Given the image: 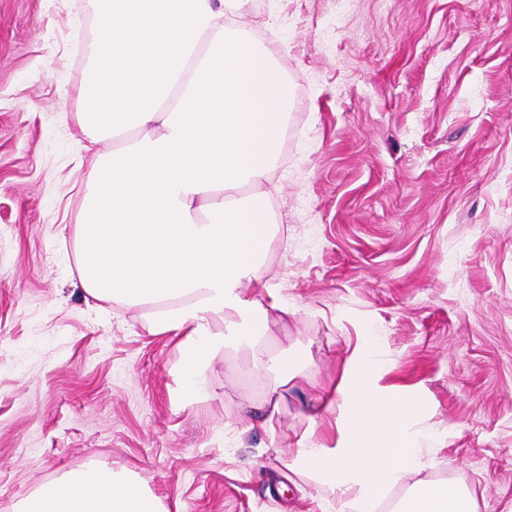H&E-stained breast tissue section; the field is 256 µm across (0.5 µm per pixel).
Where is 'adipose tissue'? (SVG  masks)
I'll use <instances>...</instances> for the list:
<instances>
[{
  "instance_id": "adipose-tissue-1",
  "label": "adipose tissue",
  "mask_w": 512,
  "mask_h": 512,
  "mask_svg": "<svg viewBox=\"0 0 512 512\" xmlns=\"http://www.w3.org/2000/svg\"><path fill=\"white\" fill-rule=\"evenodd\" d=\"M97 32L77 87V121L90 133L92 193L82 213L80 280L92 298L153 304L151 329L185 332L184 391H204L226 338L254 343L292 310L247 297L242 283L274 237L267 206L242 200L264 184L285 132L293 89L278 66L224 24L222 0H90ZM204 54H197L199 38ZM135 130L102 153L97 133ZM304 353L255 358L277 372L263 426L279 411V387ZM370 343L331 401L343 444L301 448L300 465L333 487L341 512H478L468 487L422 479L433 435L413 393L380 387ZM18 512H166L127 471L90 465L45 483Z\"/></svg>"
}]
</instances>
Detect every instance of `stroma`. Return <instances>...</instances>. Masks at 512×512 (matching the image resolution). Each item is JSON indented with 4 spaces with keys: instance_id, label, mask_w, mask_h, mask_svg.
<instances>
[{
    "instance_id": "stroma-1",
    "label": "stroma",
    "mask_w": 512,
    "mask_h": 512,
    "mask_svg": "<svg viewBox=\"0 0 512 512\" xmlns=\"http://www.w3.org/2000/svg\"><path fill=\"white\" fill-rule=\"evenodd\" d=\"M235 0L234 22L294 87L261 196L278 229L243 286L295 310L181 385L152 309L85 292L88 191L76 88L89 0H0V512L64 474L133 473L168 512H336L299 465L336 448L312 417L377 338L381 384L415 391L435 437L423 479L512 512V0ZM307 353L261 427L274 376ZM304 359V352L297 348L287 349L267 360L256 357L254 360V368L257 372L275 371L278 378L275 385L271 389L268 398L265 401L264 410L266 415L262 418L261 426L267 428L271 426L274 416L279 412L280 395L279 388L288 385L293 378L295 368L300 365Z\"/></svg>"
}]
</instances>
